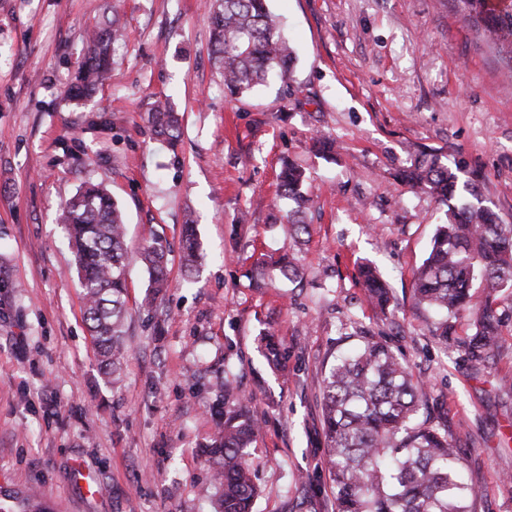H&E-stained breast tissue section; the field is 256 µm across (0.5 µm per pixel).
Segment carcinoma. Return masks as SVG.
I'll use <instances>...</instances> for the list:
<instances>
[{"label": "carcinoma", "instance_id": "carcinoma-1", "mask_svg": "<svg viewBox=\"0 0 512 512\" xmlns=\"http://www.w3.org/2000/svg\"><path fill=\"white\" fill-rule=\"evenodd\" d=\"M209 16L213 55L224 73V91L235 98L269 76L289 77L296 57L281 36L267 0H217ZM466 21L493 45L512 81V0H455ZM119 20L108 13L91 31L88 52L79 65L67 95L73 100L93 95L112 68L111 47L121 39ZM152 134L170 145L180 134L178 118L169 101H157L149 114ZM396 180L430 193L446 207L447 222L437 225L427 257L414 274L416 305L441 316L435 332L446 339L450 320L460 312L473 313L471 332L462 342L467 357L482 364L498 344L504 326L498 293L512 287V224L484 203L474 183L460 184L455 171L431 153L420 154L399 169ZM305 174L293 162L284 164L278 189L288 202L284 218L288 234L300 240L310 235L302 218L310 203L304 191ZM68 244L78 265L83 288L84 319L98 349L104 374L115 375L123 320L129 300L126 267L125 215L101 186L87 183L61 208ZM181 261L195 270L200 254L196 224L182 227ZM148 272L151 291L140 308L152 310L167 283L166 247L149 233L138 253ZM251 276L263 288L271 273L291 282L301 279L300 268L283 255L262 260ZM360 276L374 308L393 310L394 296L387 282L370 265ZM487 292L472 304L477 280ZM264 355L277 365L280 344L273 334H262ZM233 374L224 372L215 384L219 405L235 397ZM323 430L328 440L327 464L336 512H468L476 489L463 478L458 450L448 439V426L420 418L425 405L424 383L392 349L372 336H363L352 350L340 349L324 374ZM260 425L245 402L222 413L209 438L206 455L216 466L213 488L219 512H252L258 489L250 472L246 449Z\"/></svg>", "mask_w": 512, "mask_h": 512}]
</instances>
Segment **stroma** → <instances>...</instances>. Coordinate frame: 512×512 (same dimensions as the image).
I'll list each match as a JSON object with an SVG mask.
<instances>
[{
  "label": "stroma",
  "mask_w": 512,
  "mask_h": 512,
  "mask_svg": "<svg viewBox=\"0 0 512 512\" xmlns=\"http://www.w3.org/2000/svg\"><path fill=\"white\" fill-rule=\"evenodd\" d=\"M125 27L108 82L63 90L104 0H0V495L37 490L49 512H214L210 385L232 370L262 420L248 460L255 512H333L322 379L343 337L362 329L400 351L447 423L477 495L470 512H512V319L483 364L418 308L412 276L445 206L394 174L421 152L476 181L512 224V89L494 50L452 0H269L298 60L289 82L224 93L210 43L211 0H116ZM182 117L175 146L153 140L150 104ZM335 139L326 158L316 132ZM311 198L306 244L272 217L283 160ZM87 181L170 248L169 286L151 313L148 274L128 268L121 380L102 373L74 256L57 218ZM193 215L202 261L180 263ZM292 254L302 279L253 288L261 255ZM378 266L395 297L376 316L358 278ZM273 329L281 365L258 342Z\"/></svg>",
  "instance_id": "1"
}]
</instances>
